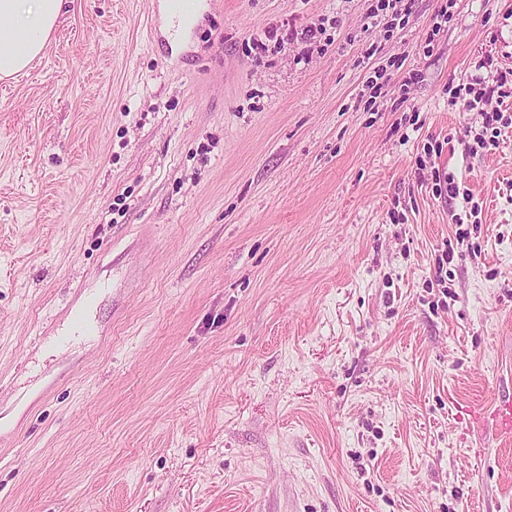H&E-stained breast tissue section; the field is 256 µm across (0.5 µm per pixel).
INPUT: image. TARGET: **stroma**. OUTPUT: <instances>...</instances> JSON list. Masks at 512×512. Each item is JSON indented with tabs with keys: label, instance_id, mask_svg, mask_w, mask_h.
Wrapping results in <instances>:
<instances>
[{
	"label": "stroma",
	"instance_id": "35a3bbf8",
	"mask_svg": "<svg viewBox=\"0 0 512 512\" xmlns=\"http://www.w3.org/2000/svg\"><path fill=\"white\" fill-rule=\"evenodd\" d=\"M375 4L204 0L160 47L66 0L0 80V512H512L469 414L512 378V127L467 153L449 93L512 71V0Z\"/></svg>",
	"mask_w": 512,
	"mask_h": 512
}]
</instances>
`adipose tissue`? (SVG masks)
I'll return each instance as SVG.
<instances>
[{
	"mask_svg": "<svg viewBox=\"0 0 512 512\" xmlns=\"http://www.w3.org/2000/svg\"><path fill=\"white\" fill-rule=\"evenodd\" d=\"M65 0H0V80L25 72L43 56Z\"/></svg>",
	"mask_w": 512,
	"mask_h": 512,
	"instance_id": "adipose-tissue-1",
	"label": "adipose tissue"
}]
</instances>
